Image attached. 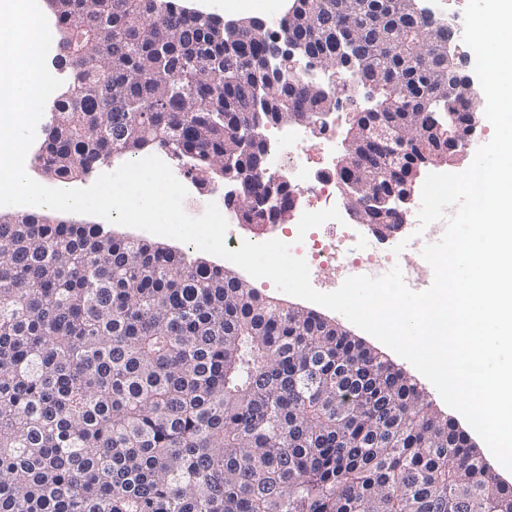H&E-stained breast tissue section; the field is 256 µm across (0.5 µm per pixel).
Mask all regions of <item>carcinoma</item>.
Returning a JSON list of instances; mask_svg holds the SVG:
<instances>
[{
  "mask_svg": "<svg viewBox=\"0 0 512 512\" xmlns=\"http://www.w3.org/2000/svg\"><path fill=\"white\" fill-rule=\"evenodd\" d=\"M329 2L291 0L261 30L182 0H47L58 46L87 50L34 163L70 183L168 147L196 182L235 184L258 225L267 127L349 104L398 135L363 165L342 153L346 191L356 169L384 192L380 220L426 158L413 145L394 165L403 136L448 156L472 99L443 91L461 68L420 0ZM286 40L328 88L279 67ZM347 73L372 103L336 95ZM0 512H512V486L331 321L187 251L28 209L0 211Z\"/></svg>",
  "mask_w": 512,
  "mask_h": 512,
  "instance_id": "obj_1",
  "label": "carcinoma"
}]
</instances>
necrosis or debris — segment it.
I'll return each instance as SVG.
<instances>
[{
    "instance_id": "1",
    "label": "necrosis or debris",
    "mask_w": 512,
    "mask_h": 512,
    "mask_svg": "<svg viewBox=\"0 0 512 512\" xmlns=\"http://www.w3.org/2000/svg\"><path fill=\"white\" fill-rule=\"evenodd\" d=\"M336 137L335 121L310 130L303 124L275 125L267 137L264 168L296 195L299 203L275 214L274 223L282 227L283 240L294 256L305 259L311 274L324 277L328 271L366 265V256L350 252L345 236H322L321 224H347L352 216L346 205L342 184L336 180L335 165H311L313 150L329 154Z\"/></svg>"
}]
</instances>
